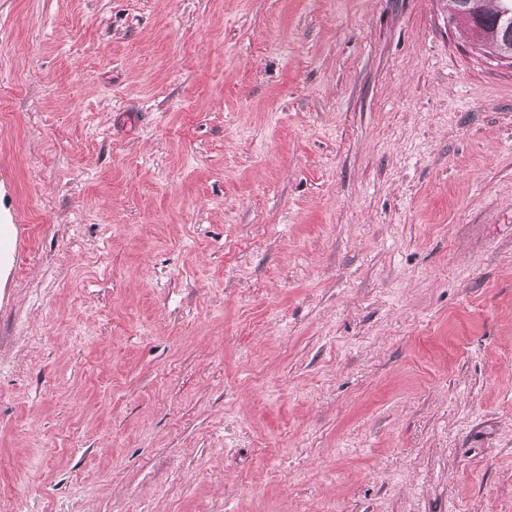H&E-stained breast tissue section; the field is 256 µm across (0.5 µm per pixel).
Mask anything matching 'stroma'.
<instances>
[{
    "label": "stroma",
    "mask_w": 512,
    "mask_h": 512,
    "mask_svg": "<svg viewBox=\"0 0 512 512\" xmlns=\"http://www.w3.org/2000/svg\"><path fill=\"white\" fill-rule=\"evenodd\" d=\"M446 0H0V512H512V68Z\"/></svg>",
    "instance_id": "35a3bbf8"
}]
</instances>
